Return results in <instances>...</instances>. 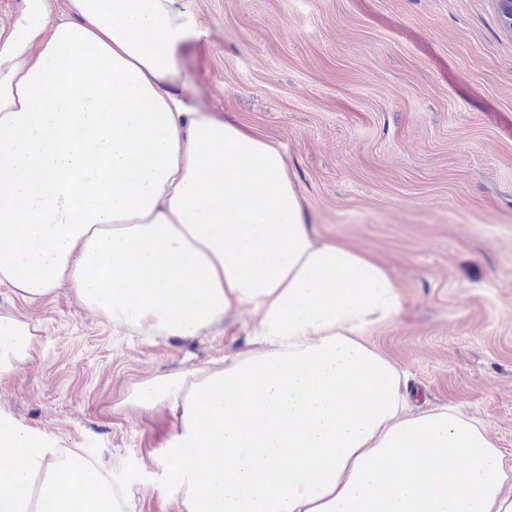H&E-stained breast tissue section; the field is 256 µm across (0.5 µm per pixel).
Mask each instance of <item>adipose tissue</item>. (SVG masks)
Here are the masks:
<instances>
[{
  "label": "adipose tissue",
  "mask_w": 512,
  "mask_h": 512,
  "mask_svg": "<svg viewBox=\"0 0 512 512\" xmlns=\"http://www.w3.org/2000/svg\"><path fill=\"white\" fill-rule=\"evenodd\" d=\"M24 0L0 28V286L69 285L146 336L247 310L248 349L135 387L169 406L183 512H512V465L477 423L412 414L365 334L401 312L378 258L318 236L278 145L196 103L176 0ZM0 315V373L30 358ZM0 512H124L77 448L0 415Z\"/></svg>",
  "instance_id": "adipose-tissue-1"
}]
</instances>
